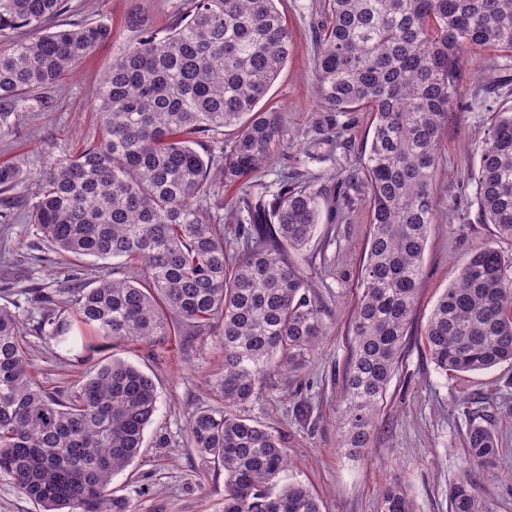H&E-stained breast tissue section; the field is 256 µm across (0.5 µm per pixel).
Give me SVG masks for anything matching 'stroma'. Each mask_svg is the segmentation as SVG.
Segmentation results:
<instances>
[{
	"mask_svg": "<svg viewBox=\"0 0 512 512\" xmlns=\"http://www.w3.org/2000/svg\"><path fill=\"white\" fill-rule=\"evenodd\" d=\"M66 4L56 24L97 21L111 27L112 38L63 80L57 108L16 110L8 119L9 129L0 131V162L23 160L27 181L20 192L27 197L35 191L46 160L80 153L94 135L98 115L93 93L113 58L140 37L130 17L150 18L162 36L188 8L187 0ZM327 5L328 0H280L293 51L261 106L280 112L281 141L271 162L242 186L229 189L216 182L203 198L229 239L235 226L227 222L226 209L241 193L272 194L285 174L322 189V222L307 249L293 258L309 274L314 293L327 308L329 332L302 369L272 375L260 400L241 406L239 413L281 434L290 466L280 484L308 487L320 499L322 512H377L380 491L396 482L405 484L415 512H449V488L461 474L469 416L489 419L502 442L499 468L512 470V365L445 376L431 362L424 338L436 301L472 252L493 242L512 258V241L496 240L493 225L480 221L469 180L496 113L512 106V59L488 48L466 56L460 95L442 130L434 185L437 222L428 239L402 361L377 411L369 447L361 458L351 460L340 446L336 414L371 211L367 183L351 184L345 177L361 162L372 136V115L328 111L314 95L316 36L327 20ZM64 265L27 219L0 223V305L19 316L31 375L44 389L60 395L75 387L88 364L57 350L37 333L41 306L33 296L41 288L64 301ZM113 352L153 378L159 405L145 432L142 456L114 478L113 491L128 501L131 512H221L224 474L198 455L187 433L192 414L215 402L205 378L224 367L217 332L183 333L150 345L123 343ZM159 434L167 441L165 447L154 445Z\"/></svg>",
	"mask_w": 512,
	"mask_h": 512,
	"instance_id": "stroma-1",
	"label": "stroma"
}]
</instances>
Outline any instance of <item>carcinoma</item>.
<instances>
[{
    "instance_id": "carcinoma-1",
    "label": "carcinoma",
    "mask_w": 512,
    "mask_h": 512,
    "mask_svg": "<svg viewBox=\"0 0 512 512\" xmlns=\"http://www.w3.org/2000/svg\"><path fill=\"white\" fill-rule=\"evenodd\" d=\"M276 2L191 0L165 36L148 32L112 60L97 92V138L74 158L46 161L31 223L59 255L123 258L135 275L74 283L62 306L36 293L45 305L36 331L66 353L99 357L63 397L33 380L20 322L0 305V473L40 512H129L111 485L142 454L158 396L148 374L109 351L170 336L174 320L198 334L220 327L224 369L207 379L218 403L193 414L188 431L224 471L223 512H321L306 487L276 486L289 465L282 436L236 413L269 376L302 368L327 334V309L289 255L312 240L321 193L307 181L283 182L269 201L243 193L232 251L201 204L214 181L238 184L265 166L282 137L279 113L258 108L292 52ZM63 9V0H0V32H29L0 49V107L49 108L43 92L111 40L96 21L45 27ZM317 45L321 103L373 114L369 149L348 175L366 180L372 213L338 417L342 448L358 459L414 314L442 128L466 53L512 54V0H329ZM226 129L234 140L214 173L198 147ZM25 180L23 162L0 164L1 221L24 203ZM471 180L482 221L512 240V109L481 142ZM511 269L487 244L455 273L425 328L441 373L512 364ZM499 458L495 432L469 421L450 512H496L474 482L512 483V472L495 471ZM377 512L415 510L397 484Z\"/></svg>"
}]
</instances>
